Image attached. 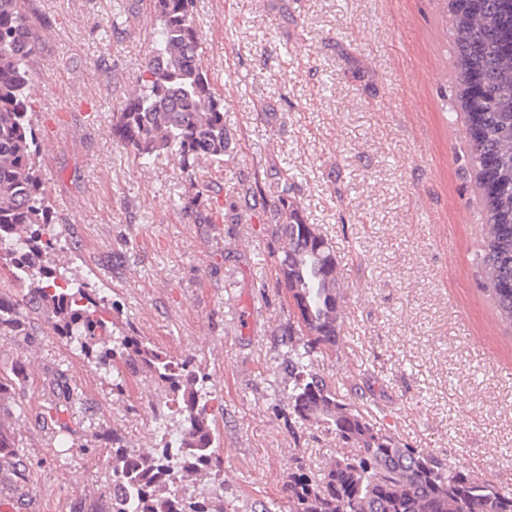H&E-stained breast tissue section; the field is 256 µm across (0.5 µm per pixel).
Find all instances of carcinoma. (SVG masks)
<instances>
[{
  "mask_svg": "<svg viewBox=\"0 0 512 512\" xmlns=\"http://www.w3.org/2000/svg\"><path fill=\"white\" fill-rule=\"evenodd\" d=\"M160 21L137 92L113 115L112 137L142 164L175 155L192 172L221 163L232 139L224 99L204 68L195 0H154ZM456 55L455 97L468 125L466 158L485 224L477 255L483 291L512 323V0H446ZM36 48L25 0H0V339L20 359L0 375V474L14 494H28L30 471L20 459L10 404L25 377L26 353L42 336H60L99 367L118 357L132 374L149 376L165 395L154 406L159 423L179 416L171 441L129 451L110 431L112 483L106 512H175L171 466L179 482L221 468L209 394L192 359H174L141 337L113 332L116 305H102L89 283L59 269L51 257L64 225L52 218L39 164L29 59ZM288 176L270 212L280 243L276 285L285 289L296 321L288 324V417L336 436L340 448L316 477L304 463L284 489L289 512H512V490L473 471L456 470L422 448H411L378 424L362 404L345 401L315 367V355L339 348L344 297L336 255L291 200ZM49 407L36 415L60 447H75L63 419L74 390L54 384ZM190 510L227 512L224 494L201 491Z\"/></svg>",
  "mask_w": 512,
  "mask_h": 512,
  "instance_id": "carcinoma-1",
  "label": "carcinoma"
}]
</instances>
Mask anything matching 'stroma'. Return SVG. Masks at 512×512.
Wrapping results in <instances>:
<instances>
[{
  "mask_svg": "<svg viewBox=\"0 0 512 512\" xmlns=\"http://www.w3.org/2000/svg\"><path fill=\"white\" fill-rule=\"evenodd\" d=\"M29 66L46 193L79 277L117 303L118 329L191 357L214 396L224 501L274 505L297 460L318 473L335 435L289 433L288 298L266 202L293 177L301 215L342 272L340 350L316 367L414 448L512 487V326L481 289V206L465 171L454 47L441 0H196L234 154L186 172L139 164L112 137L150 52L154 0H28ZM196 197L193 210L184 207ZM77 393V448L34 423L56 375ZM160 391L42 337L13 407L33 491L20 512H94L109 429L158 443Z\"/></svg>",
  "mask_w": 512,
  "mask_h": 512,
  "instance_id": "obj_1",
  "label": "stroma"
}]
</instances>
